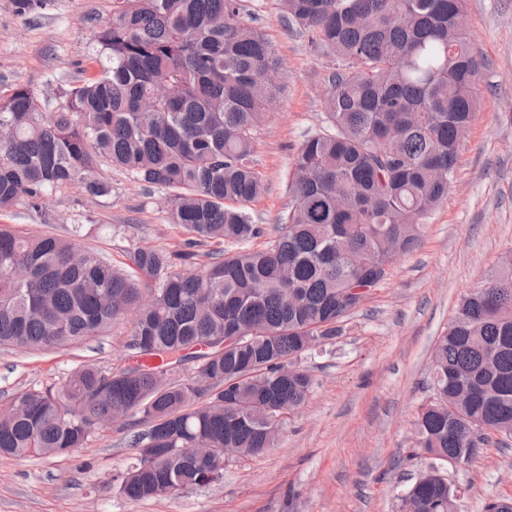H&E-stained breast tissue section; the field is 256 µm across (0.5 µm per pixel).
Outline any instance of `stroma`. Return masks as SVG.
Here are the masks:
<instances>
[{
  "label": "stroma",
  "mask_w": 512,
  "mask_h": 512,
  "mask_svg": "<svg viewBox=\"0 0 512 512\" xmlns=\"http://www.w3.org/2000/svg\"><path fill=\"white\" fill-rule=\"evenodd\" d=\"M240 3L243 19L260 28L281 62L284 93L257 128L252 156L267 191L249 210L270 239L291 204L293 159L323 123L335 64L289 22L278 0ZM111 16L112 0H43L24 16L14 0H0V94L27 86L54 108L71 83L98 71L94 35ZM464 26L484 68L448 197L426 218L420 247L395 262L348 317L342 336L302 356L313 389L287 417L274 448L229 460L218 482L132 502L104 486L133 460L129 441L141 427L128 419L69 455L0 454V512H397L426 466L410 452L417 409L430 395L433 346L460 297L488 287L499 258L512 250V0H467ZM100 178L108 186L103 196L76 184L44 196L38 207L0 211V224L59 236L83 225V245L119 268L135 244L178 248L183 234L170 222L164 192L108 164ZM129 331L125 320L80 346L0 348V401L34 385L60 387L82 364H130ZM448 480L460 489L458 512L512 501V439L492 435L471 464L449 465Z\"/></svg>",
  "instance_id": "1"
}]
</instances>
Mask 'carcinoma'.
I'll use <instances>...</instances> for the list:
<instances>
[{"instance_id": "cac0c4a2", "label": "carcinoma", "mask_w": 512, "mask_h": 512, "mask_svg": "<svg viewBox=\"0 0 512 512\" xmlns=\"http://www.w3.org/2000/svg\"><path fill=\"white\" fill-rule=\"evenodd\" d=\"M279 2L336 68L326 126L294 158L287 221L260 248L247 210L265 192L254 132L282 87L257 78L279 60L238 0H113L96 32L99 74L65 89L52 111L27 86L0 96V211L74 183L104 195L107 162L165 191L186 235L174 251L133 247L122 269L81 243L80 224L67 237L0 224V346H79L130 313L137 356L118 371L81 365L56 390L31 387L0 405V454L70 453L113 415L137 416L134 461L108 486L142 501L215 482L224 449L264 454L284 412L306 403L311 376L283 369L310 337L340 335L391 252L419 246L477 108L483 62L451 27L466 0ZM241 326L251 343L218 348ZM187 363L191 380L158 378ZM252 364L261 373L246 380ZM430 371L411 452L430 463L399 508L457 512L444 466L472 463L493 433L512 438V251L490 286L460 299ZM186 445L210 452L176 456Z\"/></svg>"}]
</instances>
